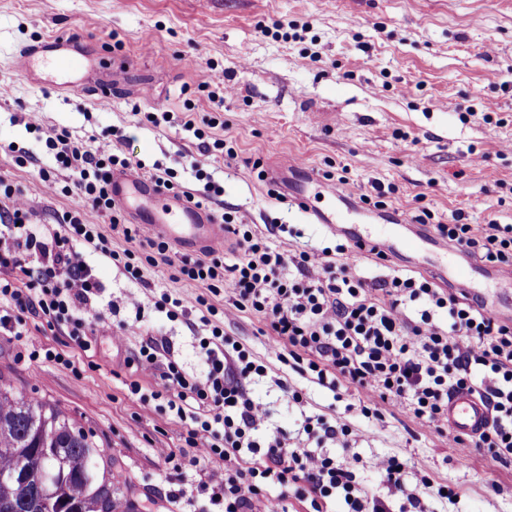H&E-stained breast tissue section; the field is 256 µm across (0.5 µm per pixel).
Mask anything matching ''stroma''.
Listing matches in <instances>:
<instances>
[{
	"label": "stroma",
	"mask_w": 512,
	"mask_h": 512,
	"mask_svg": "<svg viewBox=\"0 0 512 512\" xmlns=\"http://www.w3.org/2000/svg\"><path fill=\"white\" fill-rule=\"evenodd\" d=\"M70 36L76 52L95 57L116 45L122 70L98 69L110 98L56 90L20 73L16 51ZM224 94L214 113L209 92ZM170 122L153 125L149 113ZM193 119L203 138L183 128ZM68 130L89 148L111 143L145 169L162 165L178 184L200 182L190 168L205 144L223 140L231 155L209 156L205 170L225 209L267 232L282 225L275 245L290 252L334 246L336 235L308 223L290 200L302 178L267 171L299 157L313 172L354 197L381 198V216L356 213L359 232L383 233L384 214L429 212L435 224L461 216L466 224H512V0H0V180L19 190L32 220L53 224L78 199L43 182L21 151L46 157L48 134ZM112 321L139 319L138 334L121 343L96 336L91 366L72 372L24 358V345L0 335V383L26 398L59 406L112 458L125 499L145 512H199L206 496L191 466L181 478L158 457L180 445L158 402L128 389L155 383L130 361L148 339H166L188 373L202 375L199 340L154 303L162 292L200 295L172 267L148 270L146 285L126 278L108 259L87 252ZM261 323L237 314L224 330L268 367L247 386L267 405L272 426L296 437L303 415L343 418L358 435L360 476L369 495L404 504L374 472L378 456L402 458L410 476L451 485V500L432 512H512V464L449 444L447 435L387 406L365 418L355 390L331 391L269 357ZM288 380L302 403L274 384Z\"/></svg>",
	"instance_id": "35a3bbf8"
}]
</instances>
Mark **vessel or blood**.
<instances>
[{
    "label": "vessel or blood",
    "instance_id": "vessel-or-blood-1",
    "mask_svg": "<svg viewBox=\"0 0 512 512\" xmlns=\"http://www.w3.org/2000/svg\"><path fill=\"white\" fill-rule=\"evenodd\" d=\"M14 63L18 70L26 74L37 70L47 71L48 84L56 89H82L89 83L91 60L74 52L65 35L53 39L49 53H42L37 47L20 50ZM112 199L115 205L140 223L150 225L160 236L182 248L210 251L225 246L224 227L216 223L207 209L197 207L184 194L166 191L155 179L138 169L113 172ZM293 202L311 223L325 225L333 233L348 238L360 256L366 255L372 248L385 253L398 246L411 249L415 247L417 239L425 237L420 229L414 235H407L410 223L402 214L391 218L397 230L396 236L373 239L353 231L344 224L342 214L359 210L360 204L332 188L321 189L316 198L303 194L294 196ZM428 240L434 246L439 243L434 236ZM489 419L487 405L473 394L460 392L448 401V426L455 434H478Z\"/></svg>",
    "mask_w": 512,
    "mask_h": 512
}]
</instances>
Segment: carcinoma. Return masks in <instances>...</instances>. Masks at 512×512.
<instances>
[{
	"label": "carcinoma",
	"mask_w": 512,
	"mask_h": 512,
	"mask_svg": "<svg viewBox=\"0 0 512 512\" xmlns=\"http://www.w3.org/2000/svg\"><path fill=\"white\" fill-rule=\"evenodd\" d=\"M0 512H131L112 459L66 411L0 384Z\"/></svg>",
	"instance_id": "cac0c4a2"
}]
</instances>
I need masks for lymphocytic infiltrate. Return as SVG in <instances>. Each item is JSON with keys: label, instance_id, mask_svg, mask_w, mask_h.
Instances as JSON below:
<instances>
[{"label": "lymphocytic infiltrate", "instance_id": "1", "mask_svg": "<svg viewBox=\"0 0 512 512\" xmlns=\"http://www.w3.org/2000/svg\"><path fill=\"white\" fill-rule=\"evenodd\" d=\"M46 145L53 165L39 167L41 179L50 181L55 168L66 171L78 203L57 215L61 230L51 234L32 222L12 186L0 190L12 202L0 212V333L19 340L29 336L32 316L48 328L67 330L76 354L57 353L53 359L72 370L77 356L91 351L95 332L111 334L116 342L137 332L134 322L112 326L96 301L98 285L83 251L87 245L134 283H144L146 268L174 264L181 279L206 288V295L190 300L164 293L155 302L167 317L199 334L204 376L184 372L170 359L167 343L151 339L135 364L157 371L158 380L148 391L130 385L142 402L165 400L172 423L182 430L189 466L202 471L223 466L219 479L199 482L209 493L201 512H256L261 499L267 512H287L284 495L263 498L269 486L308 501V512H325L336 499L345 512H388L384 501L368 496L355 458L323 450L328 443L347 448L353 433L347 421L306 417L302 429L315 442L311 448L290 447L281 431L264 432L268 411L249 397L244 382L265 375L266 367L221 324L237 311L262 319L269 348L294 372L332 390L354 387L365 417H380L381 406H398L418 425L443 433L450 396L478 395L491 410L490 422L479 435L466 440L454 435L450 441H468L492 461L512 463L511 322L485 315L477 303L423 276L396 273L367 281L352 246L344 243L288 253L227 212L217 221L235 239L232 263L208 255L177 263L163 240L140 253L109 192L113 168L129 167V159L108 143L87 149L65 131L47 137ZM101 215L121 229L127 249L109 247L95 222ZM436 230L482 262L512 270V224H440ZM314 267L320 276H311ZM211 294L225 295L228 307L210 306Z\"/></svg>", "mask_w": 512, "mask_h": 512}]
</instances>
